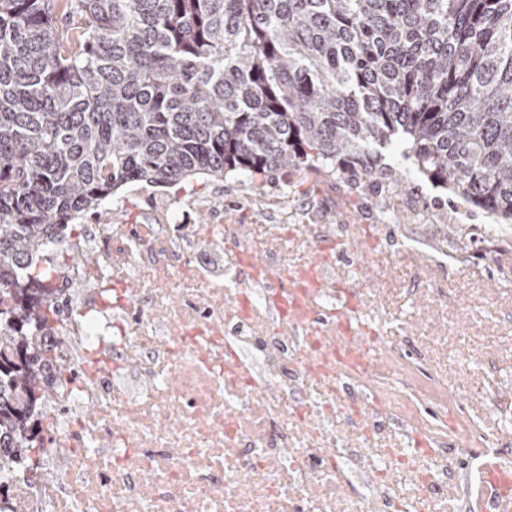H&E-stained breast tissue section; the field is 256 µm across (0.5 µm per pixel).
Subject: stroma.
Listing matches in <instances>:
<instances>
[{
  "instance_id": "obj_1",
  "label": "stroma",
  "mask_w": 512,
  "mask_h": 512,
  "mask_svg": "<svg viewBox=\"0 0 512 512\" xmlns=\"http://www.w3.org/2000/svg\"><path fill=\"white\" fill-rule=\"evenodd\" d=\"M401 144L382 152L385 164L402 173L400 189L390 191L356 185L348 177L326 176L314 171H293L276 175L230 173L221 183L191 180L161 188L134 184L112 196L108 207L114 224H142L151 221L210 224L211 210L203 201H218L225 220L236 224H292L298 236H306L307 225L430 223L434 238L456 240L461 226L488 223L480 212L448 189L419 173L406 160Z\"/></svg>"
}]
</instances>
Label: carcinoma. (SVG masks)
I'll return each instance as SVG.
<instances>
[{"mask_svg": "<svg viewBox=\"0 0 512 512\" xmlns=\"http://www.w3.org/2000/svg\"><path fill=\"white\" fill-rule=\"evenodd\" d=\"M0 0V477L43 453L60 296L43 253L121 187L418 171L512 223V0ZM0 512H26L0 482Z\"/></svg>", "mask_w": 512, "mask_h": 512, "instance_id": "obj_1", "label": "carcinoma"}]
</instances>
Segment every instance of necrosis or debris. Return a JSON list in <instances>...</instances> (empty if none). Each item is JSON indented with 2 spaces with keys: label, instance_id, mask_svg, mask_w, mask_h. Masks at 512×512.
I'll return each mask as SVG.
<instances>
[{
  "label": "necrosis or debris",
  "instance_id": "obj_1",
  "mask_svg": "<svg viewBox=\"0 0 512 512\" xmlns=\"http://www.w3.org/2000/svg\"><path fill=\"white\" fill-rule=\"evenodd\" d=\"M65 248L27 512H512V268L448 305L492 247L219 221L85 224ZM467 281L479 282L487 293H493L499 288V281L493 266L489 263L470 265L460 270L459 278L455 284L448 287L449 307H453L455 304L457 288H462V284Z\"/></svg>",
  "mask_w": 512,
  "mask_h": 512
}]
</instances>
